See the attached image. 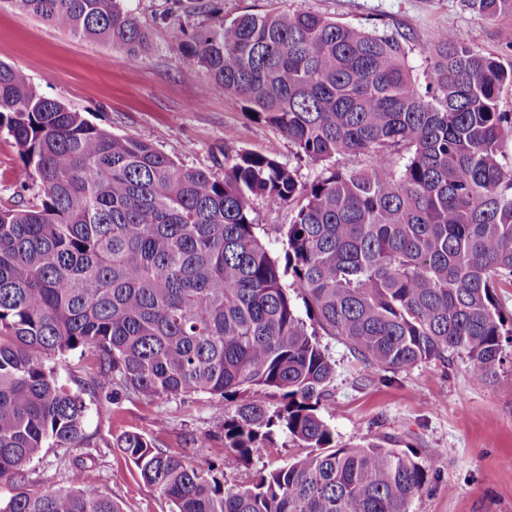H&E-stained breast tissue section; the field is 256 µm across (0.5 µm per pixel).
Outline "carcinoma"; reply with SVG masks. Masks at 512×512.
Listing matches in <instances>:
<instances>
[{
  "instance_id": "obj_1",
  "label": "carcinoma",
  "mask_w": 512,
  "mask_h": 512,
  "mask_svg": "<svg viewBox=\"0 0 512 512\" xmlns=\"http://www.w3.org/2000/svg\"><path fill=\"white\" fill-rule=\"evenodd\" d=\"M79 38L139 58L149 33L127 0H5ZM490 21L512 0H464ZM197 0L178 61L207 90L278 129L311 162L363 157L298 180L271 150L243 152L224 176L177 165L154 144L115 135L40 93L0 62V135L12 141L22 207L0 206V512H121L75 467L71 486L30 489L43 448H80L89 407L51 360L94 357L100 403L209 394L240 466L284 433L310 452L227 488L199 456L169 455L137 432L117 447L173 512H409L428 470L379 440L340 445L322 408L335 367L318 336L339 337L366 376L462 355L476 382L510 383L512 61L454 29L437 33L427 99L408 38L297 10L217 16ZM296 204L283 257L261 243L252 200ZM300 292L307 317L288 293ZM254 388L281 394L254 400Z\"/></svg>"
}]
</instances>
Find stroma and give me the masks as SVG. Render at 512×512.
<instances>
[{"label": "stroma", "instance_id": "35a3bbf8", "mask_svg": "<svg viewBox=\"0 0 512 512\" xmlns=\"http://www.w3.org/2000/svg\"><path fill=\"white\" fill-rule=\"evenodd\" d=\"M223 15L309 10L354 27H387L406 33L408 64L419 91H427L431 61L420 51L438 31L456 29L483 52L512 58V17L490 22L467 10L462 0H223ZM151 32L148 52L129 58L115 46L81 39L11 7L0 8V61L23 71L47 97L84 113L116 135L153 142L177 164L223 175L224 164L240 152L276 150L299 181L314 180L322 165L298 159L281 133L251 120L232 100L206 93V76L176 59L175 35L188 18L174 0H129ZM19 164L11 141L0 138V205L31 199L20 191ZM291 204L253 201L259 235L272 255L282 253L281 227ZM335 362L330 397L322 411L339 443L355 445L384 438L430 469V481L415 496L410 512H512V388L474 382L465 357L431 360L392 374L366 377L343 342L321 337ZM224 411L207 394L149 403L137 396L120 405L92 407L81 448H44L28 464L42 489L69 485V464L91 463L100 492L122 512H171V503L141 479L116 441L133 431L164 451L178 454L191 435L212 434L206 455L220 465L226 486L248 484L260 470H272L306 450L288 436L237 466L218 433Z\"/></svg>", "mask_w": 512, "mask_h": 512}]
</instances>
